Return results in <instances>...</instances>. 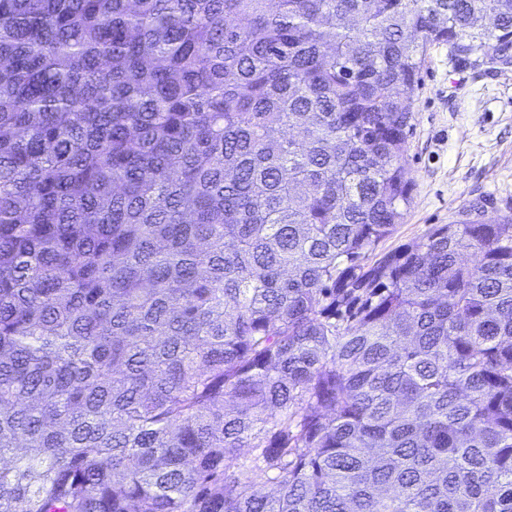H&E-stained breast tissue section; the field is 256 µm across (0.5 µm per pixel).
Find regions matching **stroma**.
Instances as JSON below:
<instances>
[{
    "label": "stroma",
    "instance_id": "obj_1",
    "mask_svg": "<svg viewBox=\"0 0 512 512\" xmlns=\"http://www.w3.org/2000/svg\"><path fill=\"white\" fill-rule=\"evenodd\" d=\"M410 124L405 170L412 199L378 252L464 220L477 201L488 215L512 213V69L458 64L447 45H430Z\"/></svg>",
    "mask_w": 512,
    "mask_h": 512
}]
</instances>
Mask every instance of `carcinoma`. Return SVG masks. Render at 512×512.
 Wrapping results in <instances>:
<instances>
[{"label":"carcinoma","mask_w":512,"mask_h":512,"mask_svg":"<svg viewBox=\"0 0 512 512\" xmlns=\"http://www.w3.org/2000/svg\"><path fill=\"white\" fill-rule=\"evenodd\" d=\"M433 43L512 0H0V512H512V215L369 261Z\"/></svg>","instance_id":"obj_1"}]
</instances>
